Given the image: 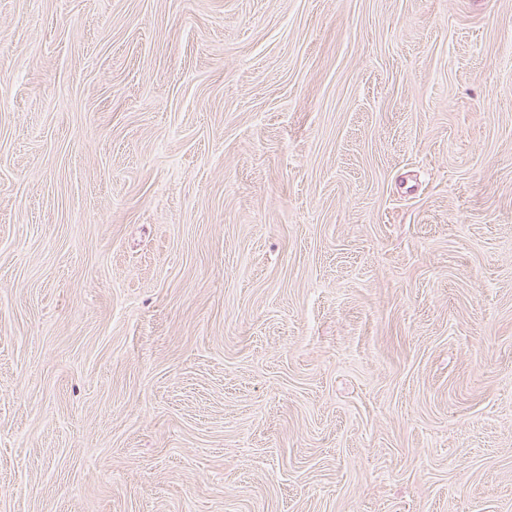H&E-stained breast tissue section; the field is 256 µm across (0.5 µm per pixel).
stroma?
I'll return each mask as SVG.
<instances>
[{"label":"stroma","instance_id":"obj_1","mask_svg":"<svg viewBox=\"0 0 512 512\" xmlns=\"http://www.w3.org/2000/svg\"><path fill=\"white\" fill-rule=\"evenodd\" d=\"M0 512H512V0H0Z\"/></svg>","mask_w":512,"mask_h":512}]
</instances>
